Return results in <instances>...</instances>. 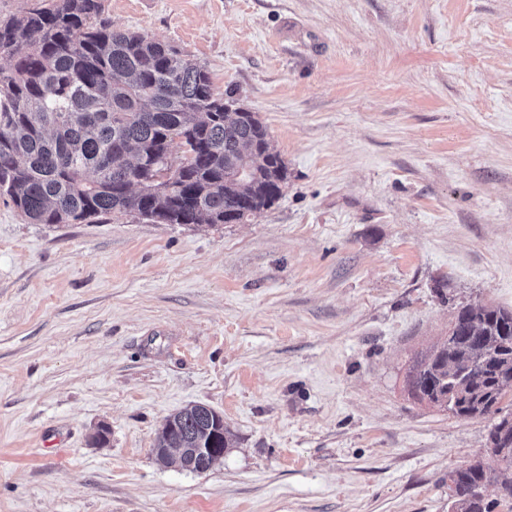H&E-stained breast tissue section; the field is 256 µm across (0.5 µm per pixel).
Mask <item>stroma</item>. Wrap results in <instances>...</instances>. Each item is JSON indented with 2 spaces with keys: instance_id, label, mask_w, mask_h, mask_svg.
<instances>
[{
  "instance_id": "obj_1",
  "label": "stroma",
  "mask_w": 512,
  "mask_h": 512,
  "mask_svg": "<svg viewBox=\"0 0 512 512\" xmlns=\"http://www.w3.org/2000/svg\"><path fill=\"white\" fill-rule=\"evenodd\" d=\"M103 5L255 112L288 179L242 224L0 199V512H448L493 419L405 373L453 305L512 309V0ZM192 404L233 439L202 474L153 453Z\"/></svg>"
}]
</instances>
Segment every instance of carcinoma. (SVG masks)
Returning a JSON list of instances; mask_svg holds the SVG:
<instances>
[{
  "mask_svg": "<svg viewBox=\"0 0 512 512\" xmlns=\"http://www.w3.org/2000/svg\"><path fill=\"white\" fill-rule=\"evenodd\" d=\"M102 0H30L0 17V197L32 224H91L133 214L161 224L245 222L281 196L288 169L249 110L224 111L207 69L135 31H114ZM196 141L191 158L171 160L174 136ZM176 168L173 183H131L138 159ZM249 168L241 179L231 171ZM414 397L466 418L499 415L489 433L490 467L476 461L448 471L455 512H493L512 502V310L459 307L449 335L419 352L406 373ZM222 414L190 405L170 415L153 448H197ZM495 473L501 501L478 483Z\"/></svg>",
  "mask_w": 512,
  "mask_h": 512,
  "instance_id": "cac0c4a2",
  "label": "carcinoma"
}]
</instances>
